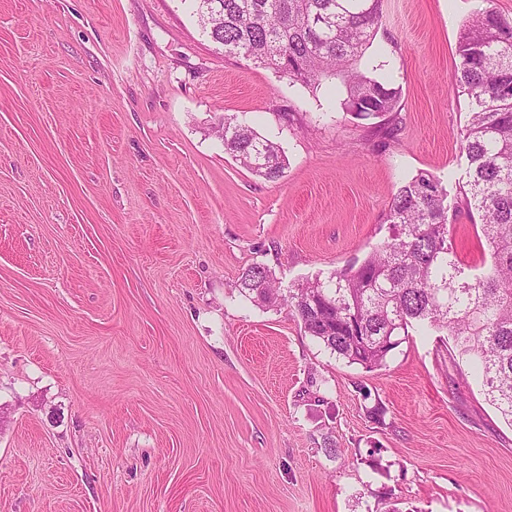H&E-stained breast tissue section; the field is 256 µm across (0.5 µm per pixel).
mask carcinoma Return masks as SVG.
Listing matches in <instances>:
<instances>
[{
	"label": "carcinoma",
	"instance_id": "obj_1",
	"mask_svg": "<svg viewBox=\"0 0 512 512\" xmlns=\"http://www.w3.org/2000/svg\"><path fill=\"white\" fill-rule=\"evenodd\" d=\"M189 3L203 32L258 66L317 88L342 80L343 108L361 119L396 111L399 90L367 75L358 61L382 22V0H206ZM457 94L470 112L460 143L467 181L460 201L420 172L394 194L389 236L361 262L327 280H306L288 290V304L304 332L337 357L367 370L384 364L414 328H436L479 368L485 401L512 425V21L477 8L457 45ZM224 150L268 180L285 163L268 139L234 117H224ZM479 221L491 263L478 274L461 264L450 240L460 213ZM240 292L274 305L282 300L270 270L246 268Z\"/></svg>",
	"mask_w": 512,
	"mask_h": 512
}]
</instances>
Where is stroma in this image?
<instances>
[{
	"mask_svg": "<svg viewBox=\"0 0 512 512\" xmlns=\"http://www.w3.org/2000/svg\"><path fill=\"white\" fill-rule=\"evenodd\" d=\"M475 5L384 0L359 66L401 91L390 138L340 80L225 54L183 0H0V512H512V425L446 333L370 371L237 288L362 261L418 173L465 184ZM227 115L282 177L225 153ZM238 288L241 294L254 302L274 305L284 300L274 284L270 270L262 264L255 263L246 268L238 279Z\"/></svg>",
	"mask_w": 512,
	"mask_h": 512,
	"instance_id": "stroma-1",
	"label": "stroma"
}]
</instances>
